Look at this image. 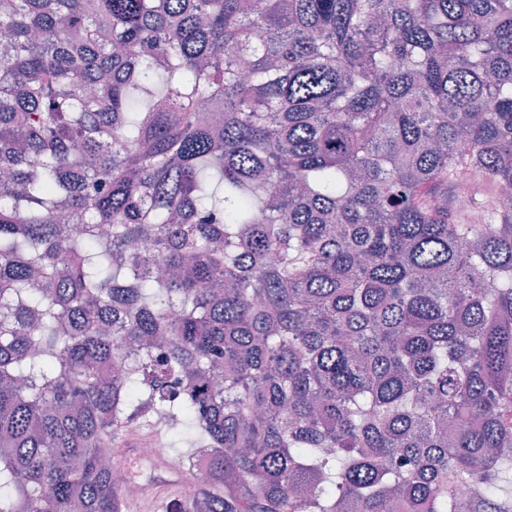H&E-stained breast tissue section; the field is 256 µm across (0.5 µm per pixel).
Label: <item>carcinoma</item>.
Listing matches in <instances>:
<instances>
[{"instance_id": "cac0c4a2", "label": "carcinoma", "mask_w": 512, "mask_h": 512, "mask_svg": "<svg viewBox=\"0 0 512 512\" xmlns=\"http://www.w3.org/2000/svg\"><path fill=\"white\" fill-rule=\"evenodd\" d=\"M0 512H512V0H0ZM472 199L454 216V191ZM141 432H142L141 438L143 439V441L148 442V443L149 442H157V441L167 443V444H169V446H171L169 449L171 454L174 456H177L181 459L175 458V457H168L167 448H165L162 445L141 446V448H137V452L140 457H142L143 459H147V460L166 458L168 470L172 474L177 473L182 470V468L184 466L182 457L188 453L190 448H187L186 445H184V444L170 445V442H171L170 438H168L164 435H162L161 438L159 436H153V434L149 433L148 430H146V429H142ZM126 454L128 457H130L128 460L125 461V459L117 453L116 458H114V462L117 465L121 466L126 471L127 467H130V466H128V462L133 459L136 461V463L133 467H131L132 469H136L139 462H140V467L143 468V462L138 457V455H136L135 453H132V452H127ZM169 483L176 485L171 489V491H159L153 498H148L149 496L147 497L150 491L140 498H128L127 504H129V507L127 508L126 504V512H165L168 503L170 501L181 499L187 493L190 486L188 475L178 481Z\"/></svg>"}]
</instances>
